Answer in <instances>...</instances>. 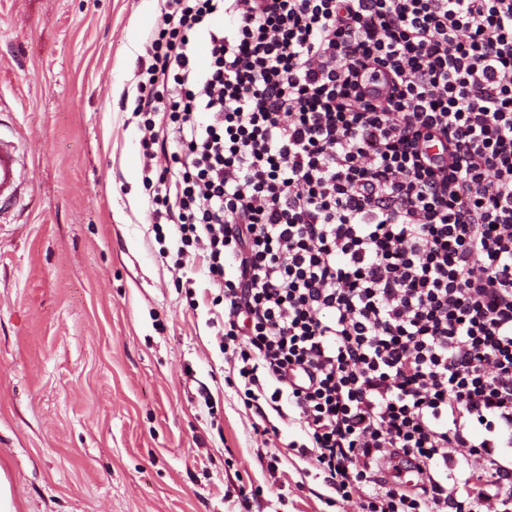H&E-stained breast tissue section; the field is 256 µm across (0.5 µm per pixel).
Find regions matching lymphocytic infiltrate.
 Wrapping results in <instances>:
<instances>
[{
  "instance_id": "f902f5d3",
  "label": "lymphocytic infiltrate",
  "mask_w": 512,
  "mask_h": 512,
  "mask_svg": "<svg viewBox=\"0 0 512 512\" xmlns=\"http://www.w3.org/2000/svg\"><path fill=\"white\" fill-rule=\"evenodd\" d=\"M147 54L153 220L245 407L362 512H512V0H161ZM452 448L483 467L449 482Z\"/></svg>"
}]
</instances>
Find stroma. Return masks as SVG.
Masks as SVG:
<instances>
[{
  "instance_id": "stroma-1",
  "label": "stroma",
  "mask_w": 512,
  "mask_h": 512,
  "mask_svg": "<svg viewBox=\"0 0 512 512\" xmlns=\"http://www.w3.org/2000/svg\"><path fill=\"white\" fill-rule=\"evenodd\" d=\"M159 0H0V472L14 512H361L253 429L202 297L158 242L133 113ZM167 257H160V249ZM22 167L18 147L0 139V199L16 200L20 196Z\"/></svg>"
}]
</instances>
